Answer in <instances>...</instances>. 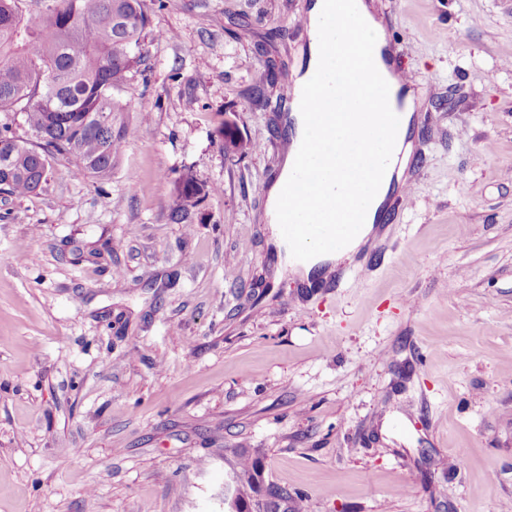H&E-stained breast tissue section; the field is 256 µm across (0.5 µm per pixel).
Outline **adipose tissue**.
Listing matches in <instances>:
<instances>
[{
    "label": "adipose tissue",
    "mask_w": 512,
    "mask_h": 512,
    "mask_svg": "<svg viewBox=\"0 0 512 512\" xmlns=\"http://www.w3.org/2000/svg\"><path fill=\"white\" fill-rule=\"evenodd\" d=\"M326 15L336 19V43L330 48L310 41L311 67H323L333 72L349 69L353 56L358 54L369 58L372 67L352 71V79L363 84L376 81L375 70L381 65L376 36L382 33L383 24L376 17L374 5L370 0H314L307 17L310 29H317ZM387 110L388 97L380 91L366 95L351 110L337 112L336 122L330 129V137L336 144V167L322 172L327 190L340 188L348 173L365 169L368 157L384 154L393 158L402 151L403 137L386 128ZM290 118L293 135L281 173L267 187L266 217L271 241L280 258L279 275L307 283L333 271L341 263L353 260L378 238L380 229L376 220L379 212L387 208L394 168L389 165L367 172L353 196L339 202L335 213H321V223L357 225V233L348 238L340 250L329 252L313 245L304 251L295 249L281 230L288 178L305 146L318 139L319 132L308 122L305 112L293 110Z\"/></svg>",
    "instance_id": "1"
}]
</instances>
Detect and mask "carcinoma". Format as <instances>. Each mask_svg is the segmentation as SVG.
<instances>
[{
  "label": "carcinoma",
  "mask_w": 512,
  "mask_h": 512,
  "mask_svg": "<svg viewBox=\"0 0 512 512\" xmlns=\"http://www.w3.org/2000/svg\"><path fill=\"white\" fill-rule=\"evenodd\" d=\"M22 2L0 0V112L23 113L36 141L0 126V193H35L58 156H73L85 174L106 180L136 132L117 93L143 62L146 0H48L26 21ZM206 194L192 172L180 175L171 220L188 223ZM234 456L239 496L264 492V512H299L297 494L265 482L248 449L236 448Z\"/></svg>",
  "instance_id": "carcinoma-1"
}]
</instances>
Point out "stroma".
<instances>
[{
    "mask_svg": "<svg viewBox=\"0 0 512 512\" xmlns=\"http://www.w3.org/2000/svg\"><path fill=\"white\" fill-rule=\"evenodd\" d=\"M311 2L151 0L111 178L0 193V512H227L237 448L301 512L512 502V0H375L411 192L322 287L276 278L264 193ZM208 190L190 171L184 172L174 182L170 218L178 224H189L190 216L204 200Z\"/></svg>",
    "mask_w": 512,
    "mask_h": 512,
    "instance_id": "stroma-1",
    "label": "stroma"
}]
</instances>
